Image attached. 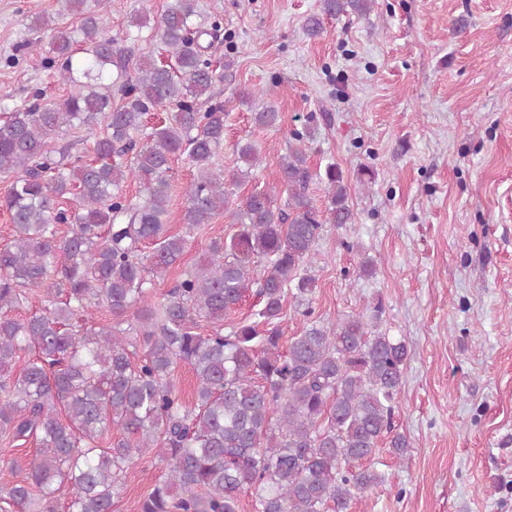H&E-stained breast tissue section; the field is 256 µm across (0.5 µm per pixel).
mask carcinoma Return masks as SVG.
<instances>
[{
    "instance_id": "obj_1",
    "label": "carcinoma",
    "mask_w": 512,
    "mask_h": 512,
    "mask_svg": "<svg viewBox=\"0 0 512 512\" xmlns=\"http://www.w3.org/2000/svg\"><path fill=\"white\" fill-rule=\"evenodd\" d=\"M61 2L80 24L41 17L37 27L53 28L44 62L69 84L68 96L48 104L37 88L30 106L0 121V178L9 180L0 205L14 227L0 245V435L38 445L29 464L14 465L4 503L16 512H58L61 503L66 512H112L124 464L152 454L168 473L141 512H239L246 492L254 512H349L357 495L384 482L365 465L378 445L403 460L411 443L394 424L406 343L370 332L360 315L312 319L307 262L325 225L355 222L342 170L311 171L295 131L279 164L284 203L275 186L233 200L232 187L260 157L241 140L236 169L215 168L224 149V103L214 94L222 76L202 39L220 29L219 17L197 20L196 0H169L154 22L131 15L128 26L149 29L170 55L168 64L143 59L131 69L101 32L98 0ZM371 2L319 0L304 30L318 36L324 18L365 15ZM154 111L166 117L149 126ZM251 118L275 128L280 112L256 105ZM95 123L103 130L93 159L51 146ZM179 154L197 171L182 223L192 229L224 211L237 230L211 239L157 306L154 280L187 248L165 220ZM314 179L325 187L322 206L308 192ZM129 180L140 196L123 192ZM70 196L73 206L59 207ZM290 292L306 323L283 351ZM34 293L50 307L12 315ZM249 293L260 321L224 332V318ZM102 307L110 326L93 322ZM202 321L212 333L198 332ZM179 361L196 377L192 408L168 381ZM105 432L117 437L100 448Z\"/></svg>"
}]
</instances>
